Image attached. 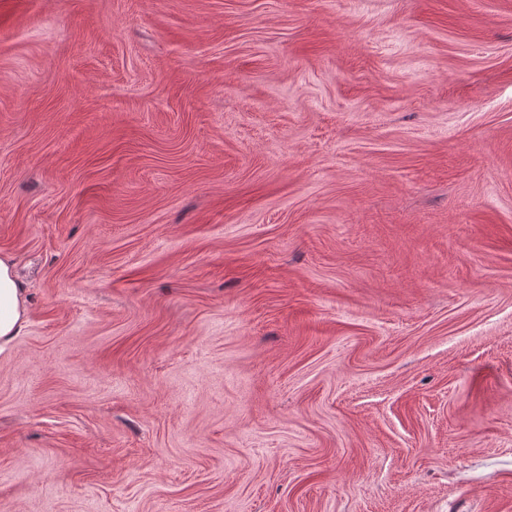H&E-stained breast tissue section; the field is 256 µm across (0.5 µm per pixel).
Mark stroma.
I'll return each instance as SVG.
<instances>
[{
    "label": "stroma",
    "mask_w": 512,
    "mask_h": 512,
    "mask_svg": "<svg viewBox=\"0 0 512 512\" xmlns=\"http://www.w3.org/2000/svg\"><path fill=\"white\" fill-rule=\"evenodd\" d=\"M0 512H512V0H0ZM28 316L27 290L15 279L10 257L0 255V351L19 336Z\"/></svg>",
    "instance_id": "obj_1"
}]
</instances>
